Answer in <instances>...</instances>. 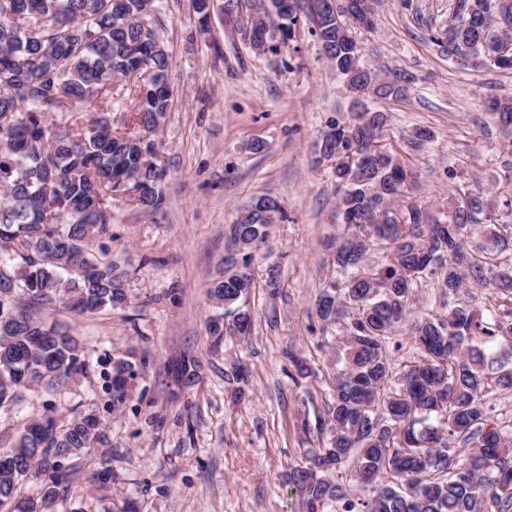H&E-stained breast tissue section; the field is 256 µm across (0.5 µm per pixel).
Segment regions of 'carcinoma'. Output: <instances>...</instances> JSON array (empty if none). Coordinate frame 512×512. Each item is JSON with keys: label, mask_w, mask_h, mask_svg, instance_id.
I'll list each match as a JSON object with an SVG mask.
<instances>
[{"label": "carcinoma", "mask_w": 512, "mask_h": 512, "mask_svg": "<svg viewBox=\"0 0 512 512\" xmlns=\"http://www.w3.org/2000/svg\"><path fill=\"white\" fill-rule=\"evenodd\" d=\"M157 0H0V406L17 404L23 390L53 389L82 373L79 342L47 326L43 309L64 302L84 314L127 304V273L105 263L89 242L105 233L112 198L130 195L145 211L164 205L156 189L165 175L156 143L96 121L62 125L48 114L70 105L105 107L135 101L132 121L155 133L171 105L170 57L151 22ZM255 0H225L241 39L253 49L256 31L279 30L269 50L289 47L300 19L354 98L397 99L414 76L362 60L355 29L375 16L373 0H294L283 14L253 13ZM446 38L437 43L459 61L478 56L512 69V0H456ZM491 114L512 136V99L494 98ZM388 115L366 110L336 115L315 150L330 155L341 232L330 248L335 274L315 300L321 326L342 331L327 417L316 431L322 446L290 480L307 512H325L346 485L336 472L351 466L362 492L360 512H512V425L492 424L487 401L512 389V221L485 213L478 195L448 199L439 218L416 199L413 172L397 147L385 142ZM63 215L46 224L44 214ZM284 218L281 204L257 197L248 216L232 225L224 271L209 286L231 320L213 332L245 336L244 309L254 273L239 267ZM441 289L443 311L411 319V302L425 279ZM472 288L497 290L487 313L473 304ZM407 330L420 355L395 374L386 348ZM134 366L112 361V407L130 399L122 373ZM199 362L183 363L178 378L193 385ZM110 440L94 414L65 424L52 415L30 419L11 449L0 452V512H39L17 499L23 477L42 481L52 499L67 481L60 461Z\"/></svg>", "instance_id": "carcinoma-1"}]
</instances>
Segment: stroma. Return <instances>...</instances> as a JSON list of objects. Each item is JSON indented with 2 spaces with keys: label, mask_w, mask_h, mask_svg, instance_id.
<instances>
[{
  "label": "stroma",
  "mask_w": 512,
  "mask_h": 512,
  "mask_svg": "<svg viewBox=\"0 0 512 512\" xmlns=\"http://www.w3.org/2000/svg\"><path fill=\"white\" fill-rule=\"evenodd\" d=\"M455 3L377 0V27L361 36L364 58L416 81L406 98L370 106L388 114L395 138L431 129L433 140L412 160L424 202L438 208L478 184L500 216L512 197V150L486 104L512 98V70L463 66L432 41ZM223 5L216 0L205 27L191 0H165L156 18L172 58V105L158 142L165 204L147 214L114 197L112 222L93 243L127 271V306L47 311L48 322L80 342L87 370L0 408L2 450L26 419L47 412L67 421L92 411L106 425L111 447L68 461L66 495L47 501L41 481L19 483V497L41 502L43 512H121L128 500L140 512H302L287 473L319 445L316 419L328 409L336 356L335 336L323 335L313 313L332 271L336 182L327 167H314L313 144L353 98L306 26L297 27L292 52L258 53ZM264 194L287 218L255 264L252 330L213 335L222 310L208 284L223 266L231 225ZM271 265L280 275L275 295L263 286ZM119 356L135 363L137 376L130 401L116 409L108 385ZM295 356L314 376L296 379ZM185 357L202 364L189 391L175 383Z\"/></svg>",
  "instance_id": "35a3bbf8"
}]
</instances>
